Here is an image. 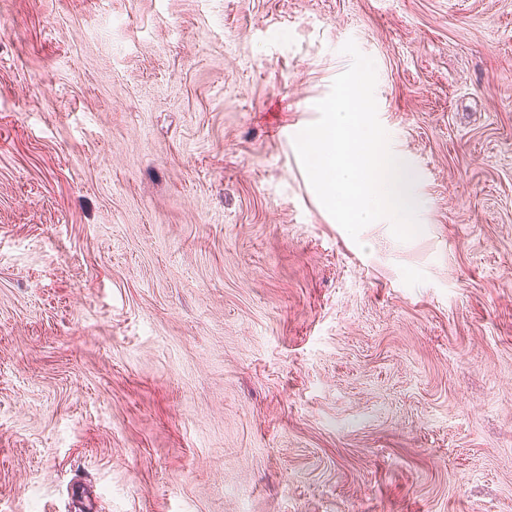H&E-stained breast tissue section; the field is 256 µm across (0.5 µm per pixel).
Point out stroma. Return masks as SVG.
<instances>
[{
    "label": "stroma",
    "mask_w": 512,
    "mask_h": 512,
    "mask_svg": "<svg viewBox=\"0 0 512 512\" xmlns=\"http://www.w3.org/2000/svg\"><path fill=\"white\" fill-rule=\"evenodd\" d=\"M350 39L406 242L296 152ZM0 512H512V0H0Z\"/></svg>",
    "instance_id": "35a3bbf8"
}]
</instances>
